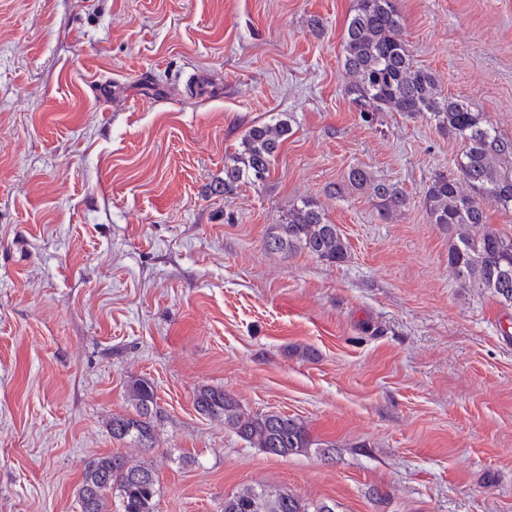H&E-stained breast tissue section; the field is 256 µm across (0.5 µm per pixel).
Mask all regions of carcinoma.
I'll return each mask as SVG.
<instances>
[{"instance_id":"obj_1","label":"carcinoma","mask_w":512,"mask_h":512,"mask_svg":"<svg viewBox=\"0 0 512 512\" xmlns=\"http://www.w3.org/2000/svg\"><path fill=\"white\" fill-rule=\"evenodd\" d=\"M344 70L350 77L346 93L368 120L376 112H403L427 116L460 143V175L435 177L424 201L434 224L448 225L452 243L448 269L466 288H478L512 306V238L489 227L485 206L512 211V137L501 134L481 112L457 97H443L435 76L417 66L403 40V18L394 0H357L344 37ZM291 133L286 120L251 127L240 147L224 164L223 192H233L251 179L264 180L280 146ZM349 186L366 191L386 212L407 204L394 183L373 177L353 166ZM266 251L290 254L305 251L328 262L347 255L346 243L313 200L288 209L264 241ZM128 394L135 414L112 418L116 440L140 444L153 441L152 409L156 402L152 383L138 379ZM198 413L224 421V427L266 454L284 457L307 452L315 445L305 422L277 411L250 414L219 387H203L195 396ZM118 493L120 512H156V479L142 461L120 454L91 460L78 488L81 512H112L109 496ZM224 512H335L325 502L314 503L282 488L245 485L224 498Z\"/></svg>"}]
</instances>
